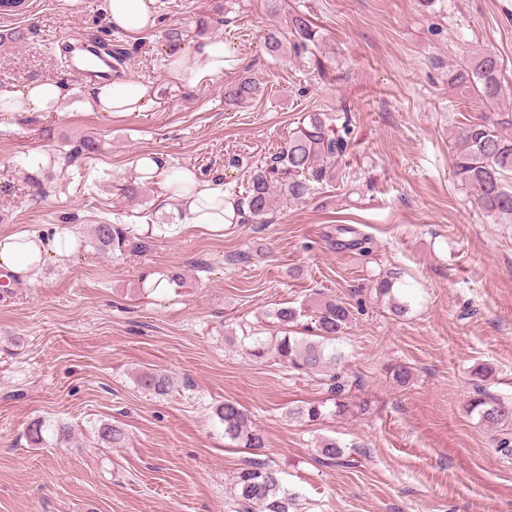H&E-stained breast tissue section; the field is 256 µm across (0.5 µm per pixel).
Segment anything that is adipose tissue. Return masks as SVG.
I'll return each mask as SVG.
<instances>
[{"label": "adipose tissue", "instance_id": "ef3b65f1", "mask_svg": "<svg viewBox=\"0 0 512 512\" xmlns=\"http://www.w3.org/2000/svg\"><path fill=\"white\" fill-rule=\"evenodd\" d=\"M106 13L112 26L134 35L157 26L155 0H107ZM235 62L234 48L216 36L202 40L193 51L179 54L170 64L168 73L175 81L194 86L202 80L223 76ZM65 94L62 85L51 81L20 90H1L0 112H50ZM152 98L148 86L115 80L95 88L91 106L100 112H139ZM137 167L139 173L148 175L149 179H164L186 223L218 231L236 220V201L223 180H203L187 170L168 177L162 167L147 157L141 158ZM75 242V237L69 233L50 239L27 231L7 235L0 238V269L18 279L32 280L41 272L53 250L72 247Z\"/></svg>", "mask_w": 512, "mask_h": 512}]
</instances>
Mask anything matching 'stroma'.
Returning a JSON list of instances; mask_svg holds the SVG:
<instances>
[{"mask_svg":"<svg viewBox=\"0 0 512 512\" xmlns=\"http://www.w3.org/2000/svg\"><path fill=\"white\" fill-rule=\"evenodd\" d=\"M0 15L18 41L0 44V90L52 81L56 111L0 114V237L27 230L77 236L48 257L36 280L0 290V512H230L233 482L250 458L224 436L215 407L230 400L266 439L304 512H512V422L493 429L466 408L483 389L512 408V224L494 223L453 175L454 138L483 104L452 80L480 51L500 63L494 110L512 116V0H156L160 26L139 36L112 27L106 0H25ZM224 10L226 25L199 23ZM308 18L319 41L273 57V30ZM179 27L180 44L164 40ZM240 61L196 86L170 80L171 57L208 36ZM96 36L120 41L117 77L155 92L141 112L87 110L93 89L61 63L59 48ZM260 86L251 102L225 96L239 78ZM313 113L325 114L347 150L342 177L314 184L260 219L223 231L184 223L161 185L136 199L138 158L167 172L223 179L243 194ZM87 134L97 150L68 160ZM131 224L148 247L118 257L90 242L94 224ZM371 240L343 248L339 226ZM180 275L181 286L155 287ZM391 279L407 311L375 292ZM349 304L336 342L350 411L315 422L290 408L325 402L328 381L246 352L247 335L272 336V313L316 295ZM411 373L406 385L395 366ZM170 376L160 397L136 381ZM121 425L124 447L99 446L96 425ZM72 426L71 444L31 445L33 423ZM345 447L323 460L322 439Z\"/></svg>","mask_w":512,"mask_h":512,"instance_id":"35a3bbf8","label":"stroma"}]
</instances>
